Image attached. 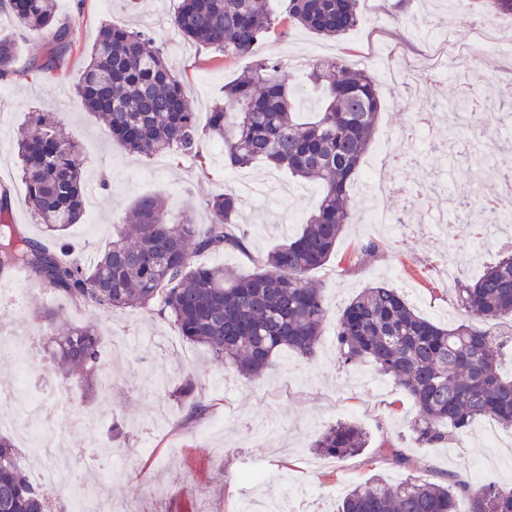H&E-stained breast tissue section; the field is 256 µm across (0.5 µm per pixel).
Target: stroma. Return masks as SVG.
Masks as SVG:
<instances>
[{"mask_svg":"<svg viewBox=\"0 0 512 512\" xmlns=\"http://www.w3.org/2000/svg\"><path fill=\"white\" fill-rule=\"evenodd\" d=\"M393 0H360V19L347 36L325 40L301 27L267 39L246 55L213 56L185 40L171 18L178 0H55L58 23L72 41L59 69L50 76L20 78L0 88V190L12 198L10 221L22 236L40 240L44 233L24 205L25 186L19 173L16 138L33 108L48 105L58 114L66 135L82 147L87 168L86 213L70 230V240L83 259H91L112 238L134 201L159 194L172 217L192 213L198 223L209 220L208 198L232 189L233 178L275 182L282 193L242 205L238 222L252 253L262 254L298 231L319 200L320 188L293 180L286 170L256 163L230 172L223 161L210 160L201 171L189 158L151 160L128 153L88 112L74 92V84L102 26L117 24L143 31L163 49L174 69L184 72L185 84L199 126H206L213 101L222 98L225 83L246 74L263 60L277 58L286 66L289 83L304 86L312 64L327 58H345L371 71L378 84L381 111L364 167L388 171L390 152L401 147L412 118L429 113L433 124L423 145L421 164H403L399 191L385 205L404 229L398 233L366 223L365 201H358L348 226L336 243L329 263L312 272L321 284L328 317L315 353L308 358L291 352L278 355L260 378L248 381L214 362L204 347L188 343L169 317L157 308L104 312L62 303L28 271L14 270L0 279L13 289L20 307L0 311V336H44V322L32 317L34 308L60 312L69 323L94 321L112 343L102 346V368L112 371L113 386L101 391L97 383L70 392L73 412L81 427L72 429L67 445L87 448L100 444L110 457L82 459L81 466L62 468L47 495L68 512H100L105 499L133 503L142 512H199L210 502L217 512H239L253 498H288L293 512H335L339 501L356 484L371 478L398 483L407 478L442 481L448 472L468 469L491 450L478 426L452 431L445 444L425 448L413 441L410 425L416 416L412 402L393 380L373 365L349 369L339 363L336 321L343 306L362 288L378 281L391 287L410 283L406 301L423 317L437 320L439 312L458 306L453 283L441 261L448 253L464 257L462 280L476 279L504 249H480L468 235L470 215L457 207L453 188L462 186L473 171L485 168L484 153L466 150L454 168H446L447 105L458 95L454 70L431 80L423 92L394 84L388 69L400 57H416L435 39L457 45L471 41L483 14L465 10L456 0H410L408 15L395 13ZM0 38L14 40L17 65L44 51L46 34L19 31L10 12L0 7ZM468 86L491 93L485 116L512 112V56L473 51L467 67ZM448 169L446 193L418 199L415 187L423 170ZM447 213L449 237L440 238L431 227L438 213ZM376 244V257L363 256L367 244ZM192 378L206 396L209 411L188 416L187 405L173 389ZM63 386L56 364L26 376L18 359L0 350V389L24 384ZM121 422L124 435L113 438L112 422ZM351 422L368 438V445L352 458L338 460L318 454L313 444L331 426ZM388 448L410 458L409 466L392 463ZM85 482L105 487L104 496L79 498Z\"/></svg>","mask_w":512,"mask_h":512,"instance_id":"obj_1","label":"stroma"}]
</instances>
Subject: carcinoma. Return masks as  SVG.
<instances>
[{
  "mask_svg": "<svg viewBox=\"0 0 512 512\" xmlns=\"http://www.w3.org/2000/svg\"><path fill=\"white\" fill-rule=\"evenodd\" d=\"M19 27L37 34L53 21V0H7ZM359 0H288L285 14L271 13L268 0H180L172 23L182 36L219 53L243 55L275 34L299 26L323 38H340L358 23ZM481 11L512 15V0H461ZM68 30H54L46 53L23 68L14 41L0 39V79L46 75L58 70L69 50ZM282 64L264 60L244 79L224 85L206 128H199L184 78L144 32L106 25L92 47L75 88L129 152L146 158L194 159L206 169L205 139L224 143V166L264 162L321 188L317 209L288 240L254 256L238 227L239 199L212 196L209 222L190 214L173 219L158 196L138 199L123 224L93 262L85 265L67 247L68 231L83 216L85 158L60 128L57 113H29L17 140L24 197L51 244L21 236L3 220L11 200L0 194V275L15 268L33 273L68 303L109 312L158 306L188 342L206 347L239 376L260 377L282 351L314 353L327 318L323 288L309 274L327 264L351 220L349 187L358 174L381 109L375 78L336 58L307 74L321 107L303 120L298 92L280 76ZM237 251L253 272L234 275L193 257ZM457 303L466 318L443 325L422 317L398 292L375 284L346 304L336 325L341 364L370 362L393 378L417 410L415 441H448V427L468 429L490 416L512 427V378L499 372L500 356L512 346V329H497L512 316V254L488 267L474 282L457 280ZM46 323L51 357L68 369L70 386L81 387L99 366L102 336L93 323L73 326L50 311ZM478 316L484 326L469 322ZM176 396L189 415L206 410L204 396L185 379ZM365 433L351 423L325 430L314 448L342 459L359 453ZM470 512H512V486L475 481L451 472L447 483L428 479L387 483L370 479L342 498L337 512H456L457 496ZM46 497L21 468L12 442L0 437V512H45Z\"/></svg>",
  "mask_w": 512,
  "mask_h": 512,
  "instance_id": "obj_1",
  "label": "carcinoma"
}]
</instances>
